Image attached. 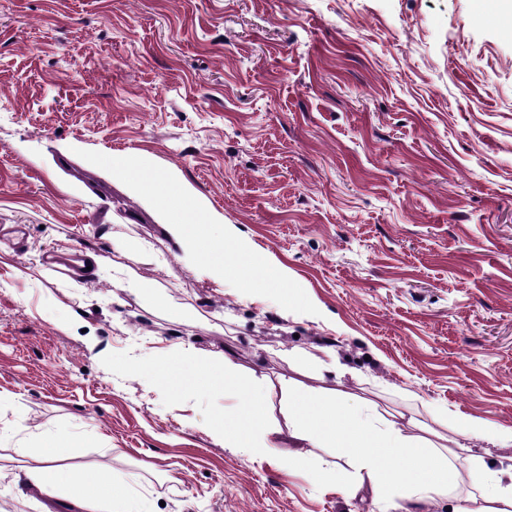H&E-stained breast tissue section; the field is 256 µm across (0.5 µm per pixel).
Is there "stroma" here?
<instances>
[{
  "mask_svg": "<svg viewBox=\"0 0 512 512\" xmlns=\"http://www.w3.org/2000/svg\"><path fill=\"white\" fill-rule=\"evenodd\" d=\"M84 150L151 156L319 314L206 277ZM74 248L92 280L44 260ZM173 347L263 381L280 427L289 387L344 391L512 464L435 419L512 428V23L477 0H0V504L42 512L16 450L62 429L68 465L148 512H393L225 447L246 392L136 375ZM455 467L410 512H457Z\"/></svg>",
  "mask_w": 512,
  "mask_h": 512,
  "instance_id": "stroma-1",
  "label": "stroma"
}]
</instances>
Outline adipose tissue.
Returning a JSON list of instances; mask_svg holds the SVG:
<instances>
[{"label":"adipose tissue","instance_id":"adipose-tissue-1","mask_svg":"<svg viewBox=\"0 0 512 512\" xmlns=\"http://www.w3.org/2000/svg\"><path fill=\"white\" fill-rule=\"evenodd\" d=\"M175 358L188 356L179 350ZM191 361L200 381H221L250 392L219 430L225 447L244 448L251 459L264 460L278 452L286 434L314 448L344 449L355 464L358 484L368 486L375 498L389 500L401 494L419 502L447 491L451 448L404 433L399 423L374 406H351L341 391L325 398L308 388L297 389L290 395L291 424L282 430L270 423L267 388L240 375L229 358ZM72 448L61 433L19 448V455L31 458L32 464L16 474L17 483L46 500L68 501L73 512H138L133 499L100 474L67 466ZM471 480L481 495L466 498L458 512H512V469L490 473L477 467Z\"/></svg>","mask_w":512,"mask_h":512}]
</instances>
